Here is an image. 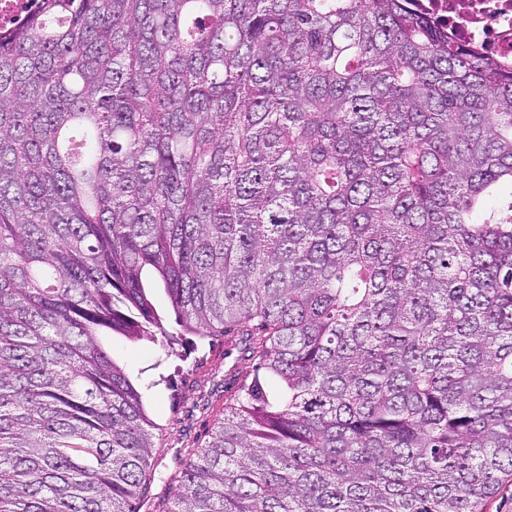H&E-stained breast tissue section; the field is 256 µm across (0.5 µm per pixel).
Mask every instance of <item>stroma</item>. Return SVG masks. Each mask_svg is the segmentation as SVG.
I'll use <instances>...</instances> for the list:
<instances>
[{"label":"stroma","mask_w":512,"mask_h":512,"mask_svg":"<svg viewBox=\"0 0 512 512\" xmlns=\"http://www.w3.org/2000/svg\"><path fill=\"white\" fill-rule=\"evenodd\" d=\"M104 345L139 387L155 428L152 460L154 491L184 461L190 449L203 445L226 400L238 383L253 377V361L243 358L233 337L198 340L190 336L176 357L157 365L158 350L150 343H133L110 336Z\"/></svg>","instance_id":"obj_1"}]
</instances>
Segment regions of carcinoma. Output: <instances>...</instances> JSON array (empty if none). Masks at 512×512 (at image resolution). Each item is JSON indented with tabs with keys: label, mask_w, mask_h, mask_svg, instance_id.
<instances>
[{
	"label": "carcinoma",
	"mask_w": 512,
	"mask_h": 512,
	"mask_svg": "<svg viewBox=\"0 0 512 512\" xmlns=\"http://www.w3.org/2000/svg\"><path fill=\"white\" fill-rule=\"evenodd\" d=\"M415 0H39L0 33V512H137L100 337L257 362L153 512H486L512 479V68ZM143 281L146 288H151L150 291L153 296V301L162 319L163 325L169 330L179 329L180 327L176 325V315L162 285L156 282L150 275H146Z\"/></svg>",
	"instance_id": "1"
}]
</instances>
